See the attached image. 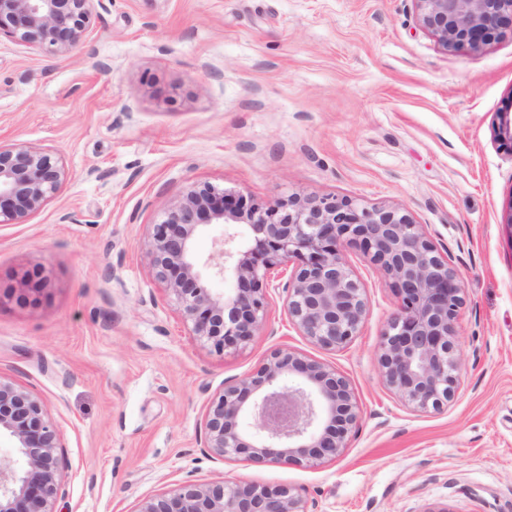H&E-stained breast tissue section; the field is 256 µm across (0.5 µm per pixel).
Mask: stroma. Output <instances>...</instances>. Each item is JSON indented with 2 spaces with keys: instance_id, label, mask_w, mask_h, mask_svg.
<instances>
[{
  "instance_id": "stroma-1",
  "label": "stroma",
  "mask_w": 512,
  "mask_h": 512,
  "mask_svg": "<svg viewBox=\"0 0 512 512\" xmlns=\"http://www.w3.org/2000/svg\"><path fill=\"white\" fill-rule=\"evenodd\" d=\"M512 36L447 51L415 0H102L64 56L0 44V143L56 152L61 191L0 226V379L37 394L66 467L52 512H135L183 483L295 488L310 512H512ZM207 183L264 206L336 195L398 207L461 276L460 388L417 412L383 384L396 309L357 246L368 313L326 351L267 290L254 339L194 336L154 277L158 216ZM42 270L37 301L9 297ZM288 346L348 377L360 421L336 461L256 466L205 446L224 383Z\"/></svg>"
}]
</instances>
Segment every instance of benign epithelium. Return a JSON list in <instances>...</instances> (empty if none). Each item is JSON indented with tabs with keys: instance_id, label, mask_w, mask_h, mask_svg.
I'll list each match as a JSON object with an SVG mask.
<instances>
[{
	"instance_id": "1",
	"label": "benign epithelium",
	"mask_w": 512,
	"mask_h": 512,
	"mask_svg": "<svg viewBox=\"0 0 512 512\" xmlns=\"http://www.w3.org/2000/svg\"><path fill=\"white\" fill-rule=\"evenodd\" d=\"M423 27L447 51L479 50L512 33V0H416ZM95 0H0V39L66 55L90 30ZM67 177L55 153L0 144V224H23L61 190ZM212 224L229 226L216 252L199 263L194 244ZM358 246L393 288L397 310L380 338V377L407 407L438 411L459 388L456 322L462 281L401 208H367L336 196L290 197L265 207L209 184L194 185L152 224L155 278L197 338L222 353L250 342L267 317L271 275L288 272V321L314 345L346 348L365 321L368 300L343 249ZM230 276L232 293L214 294L202 267ZM46 288L26 272L17 299ZM295 384H281L285 376ZM251 414L252 424L242 419ZM359 422L350 380L290 347L272 350L253 372L224 384L205 417L206 448L255 464L333 461ZM24 460L0 456V512H50L65 467L62 436L44 402L0 381V438ZM135 512H309L286 486L244 480L181 484L143 500Z\"/></svg>"
}]
</instances>
